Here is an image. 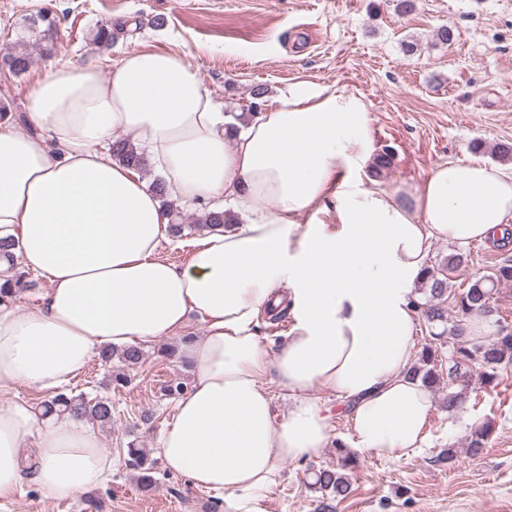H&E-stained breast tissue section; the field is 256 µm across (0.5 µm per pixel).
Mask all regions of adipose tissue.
<instances>
[{"label":"adipose tissue","mask_w":512,"mask_h":512,"mask_svg":"<svg viewBox=\"0 0 512 512\" xmlns=\"http://www.w3.org/2000/svg\"><path fill=\"white\" fill-rule=\"evenodd\" d=\"M28 118L35 133L0 122V238L49 289L33 306L0 303V498L27 481L73 496L112 473L86 420L44 414L16 385L53 391L100 350L172 338L192 384L157 453L223 493L224 512H261L283 461L326 448L323 391L344 403L361 450L423 447L433 398L408 376L412 285L429 240L467 244L512 225V172L445 162L419 183L372 189L360 93L299 82L229 131L197 74L161 51L126 54L106 76L91 62L48 64ZM111 140L143 152L171 196L213 211L232 203L243 223L204 230L185 266L167 262L169 217ZM282 304L293 326L276 346L257 326ZM192 313L203 335H186ZM273 385L290 401L282 419Z\"/></svg>","instance_id":"obj_1"}]
</instances>
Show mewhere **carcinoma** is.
Instances as JSON below:
<instances>
[{
  "label": "carcinoma",
  "instance_id": "cac0c4a2",
  "mask_svg": "<svg viewBox=\"0 0 512 512\" xmlns=\"http://www.w3.org/2000/svg\"><path fill=\"white\" fill-rule=\"evenodd\" d=\"M57 27L54 16L48 12H41L28 20V29L37 32L42 39L49 40ZM3 63L13 73H25L30 66L28 53L18 50L7 54ZM112 156L141 172H150V166L144 153L138 151L133 145L116 141L112 143ZM151 190L159 198L163 208L171 217V226L181 231L188 228L191 231H202L206 228L222 227L234 223L233 216L226 212H208L197 218V223L184 226L177 222L180 211L170 200L166 183L156 177L150 184ZM467 256L462 253L453 255L441 269L426 268L424 280L430 283L429 305L424 308V317L428 323L442 327L438 333H432L434 342L427 345L421 354V364L414 365L409 376L419 380L424 386L432 388L444 381L448 382V394L442 405L448 413L458 410L461 394L454 390V383L467 371L476 368L479 370V379L484 385H491L497 377L498 370L512 363V327L498 324L496 336L488 342H471L466 340V320L468 317L479 314L486 318L494 316L495 308L491 305L492 295L496 287L502 283L512 281V259H503L493 272L484 275L461 289V293H448L447 271L461 265ZM453 303L460 319L453 325H448V303ZM450 342H443V338ZM42 408L47 413L72 412L84 418L102 424L112 422V402L100 398L94 401L84 395H68L60 393L45 402ZM493 432L492 423L484 422L478 427L469 443V452L472 455L480 454L486 448L487 441ZM133 459L132 466L140 469L142 475L139 480L148 485L153 477L150 469L145 467V455L138 448L128 449ZM354 465V459L344 455L338 468L319 469L313 473L312 488L321 493V498L327 500L344 499L351 493V484L343 470Z\"/></svg>",
  "mask_w": 512,
  "mask_h": 512
}]
</instances>
